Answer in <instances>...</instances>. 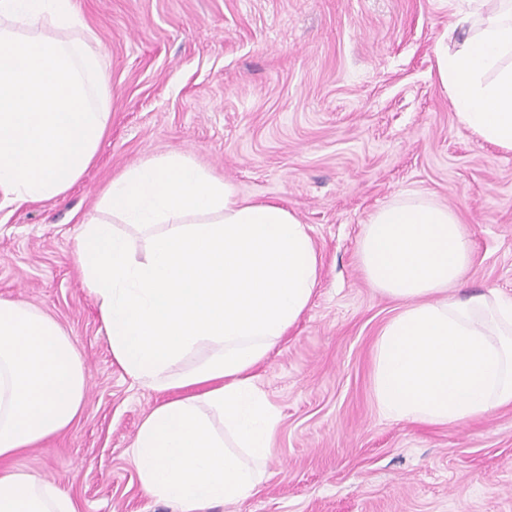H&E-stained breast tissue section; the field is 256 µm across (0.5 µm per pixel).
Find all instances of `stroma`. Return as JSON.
Here are the masks:
<instances>
[{
  "label": "stroma",
  "instance_id": "stroma-1",
  "mask_svg": "<svg viewBox=\"0 0 512 512\" xmlns=\"http://www.w3.org/2000/svg\"><path fill=\"white\" fill-rule=\"evenodd\" d=\"M105 55L111 118L60 199L0 209V298L53 316L84 361L68 431L16 460L78 512H175L142 488L132 447L168 395L113 361L77 262L82 221L112 179L182 154L239 198L277 200L311 228L316 293L256 369L278 413L260 492L210 512H512V406L421 426L376 407L373 347L398 302L357 246L381 206L417 191L472 243L461 295L512 298V151L457 119L436 55L465 0H76Z\"/></svg>",
  "mask_w": 512,
  "mask_h": 512
}]
</instances>
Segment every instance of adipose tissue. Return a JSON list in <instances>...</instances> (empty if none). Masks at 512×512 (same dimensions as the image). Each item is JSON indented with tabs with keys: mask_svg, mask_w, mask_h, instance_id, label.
Returning <instances> with one entry per match:
<instances>
[{
	"mask_svg": "<svg viewBox=\"0 0 512 512\" xmlns=\"http://www.w3.org/2000/svg\"><path fill=\"white\" fill-rule=\"evenodd\" d=\"M471 3L449 27L462 37L439 51V78L464 126L512 151V0ZM100 206L111 221L84 222L78 238L83 285L116 363L170 394L133 445L142 488L179 512L252 497L278 426L254 370L314 295L320 258L309 226L279 202L238 199L232 183L176 153L113 178ZM358 258L371 288L400 303L374 349L385 417L452 425L512 405V298L491 288L450 296L472 258L453 210L400 196L371 216ZM202 349L205 360L180 370ZM86 389L63 327L27 302L0 299V512H77L55 484L13 461L69 430Z\"/></svg>",
	"mask_w": 512,
	"mask_h": 512,
	"instance_id": "obj_1",
	"label": "adipose tissue"
}]
</instances>
